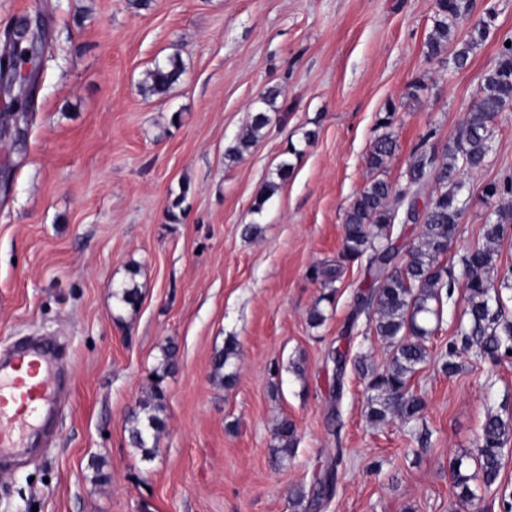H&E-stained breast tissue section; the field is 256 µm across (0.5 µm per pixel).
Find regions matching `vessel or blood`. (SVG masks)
Segmentation results:
<instances>
[{
  "instance_id": "obj_1",
  "label": "vessel or blood",
  "mask_w": 512,
  "mask_h": 512,
  "mask_svg": "<svg viewBox=\"0 0 512 512\" xmlns=\"http://www.w3.org/2000/svg\"><path fill=\"white\" fill-rule=\"evenodd\" d=\"M61 362L49 344L36 343L0 356V455L41 445L30 416L58 408Z\"/></svg>"
}]
</instances>
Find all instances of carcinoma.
<instances>
[{"instance_id": "1", "label": "carcinoma", "mask_w": 512, "mask_h": 512, "mask_svg": "<svg viewBox=\"0 0 512 512\" xmlns=\"http://www.w3.org/2000/svg\"><path fill=\"white\" fill-rule=\"evenodd\" d=\"M466 11L463 0H437L432 33L426 42L427 54L440 55L448 46L452 28ZM494 14L487 12L473 29L468 41L461 43L449 62L457 69L465 67L470 55L488 37ZM512 36L502 38L493 67L486 71L474 108L463 122L459 136L448 143L442 155L426 150L416 151L406 171L407 184L394 188L380 178L371 180L353 198L344 214L341 249L336 259L326 260L310 270L312 280L328 293L321 300L333 302L344 268L356 261H366L368 285L353 297L347 329L353 331L358 319L366 317L367 330L385 341L391 348L388 366L381 372L370 369L362 359L354 361L357 373L367 379L371 396L365 415L372 423H383L398 417L407 424L416 422L425 409L423 398L412 390L410 381L418 366L430 358L428 340L435 332L432 322L440 319L444 300L455 289L465 290V321L460 323L458 336L461 345L452 342L441 357V370L455 374L458 348L477 349L483 358L499 359L512 351V320L506 315L512 291V268L499 272L498 244L512 237V210L500 211L497 218L483 225V242L470 247L459 259L460 272L440 262L456 237L458 224L467 207L468 175L483 169L492 152V125L497 115L512 106ZM184 72L180 57L172 55L157 61L146 72L141 90L150 96H165L177 84ZM280 91L267 90L260 99L261 106L251 115L245 130L225 151L234 161L248 151L263 129L271 122L269 110L275 106ZM397 149L389 133L375 139L366 157L373 171L384 168ZM291 165L284 162L276 179L260 188L257 209L271 199L288 182ZM486 198L512 195V175L508 174L483 187ZM423 202L424 211L417 217V242L409 248L399 244L405 235L402 214L417 210ZM405 259H400L401 255ZM112 296L123 307L136 309L139 288L134 281L113 289ZM336 364V399L343 394L342 379L348 353L339 349L329 351ZM238 357L237 343L229 339L212 359V379L224 384V368ZM175 363V350L167 348L161 370L154 372L150 390L139 399L126 418L125 430L131 445L144 461L153 458L160 434L165 428L166 395L162 386L165 373ZM275 451L286 459L293 456L297 446L295 425L284 418L276 428ZM478 453L473 463L464 456L448 460V469L456 495L462 500L475 498L470 482L481 477L486 487L498 482L502 468V449L512 441V415L487 413L479 437Z\"/></svg>"}]
</instances>
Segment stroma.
Here are the masks:
<instances>
[{"instance_id":"1","label":"stroma","mask_w":512,"mask_h":512,"mask_svg":"<svg viewBox=\"0 0 512 512\" xmlns=\"http://www.w3.org/2000/svg\"><path fill=\"white\" fill-rule=\"evenodd\" d=\"M468 2L453 42L487 12L496 19L458 70L449 52L427 54L435 0H148L139 9L0 0V35L28 28L34 55L24 70L37 75L36 86L19 78L0 88V113L27 115L0 133V353L46 340L65 368L45 444L0 461V512H503L512 443L495 485L472 482L473 502L458 500L448 473L449 457L476 454L487 413L512 408V357L469 349L456 374L440 368L463 291L445 302L431 357L412 379L426 402L414 424L370 423L355 370L341 401L329 391V350L378 370L389 361L374 333L343 330L363 265L347 266L322 326L307 320L322 293L308 272L338 254L344 214L371 179L374 140L396 138L380 176L404 186L418 146L439 152L457 135L512 34V0ZM174 54L181 81L166 97L143 94L146 70ZM271 87L281 91L276 120L227 159ZM493 129L494 150L469 178L453 263L495 218L500 202L484 198L483 185L512 172V107ZM285 160L288 182L258 204ZM129 280L141 293L134 310L112 296ZM230 338L239 356L220 386L212 356ZM170 345L166 426L145 462L125 418ZM281 418L298 438L284 461L273 455ZM333 448L343 457L332 499L292 506ZM99 467L109 482L95 481Z\"/></svg>"}]
</instances>
